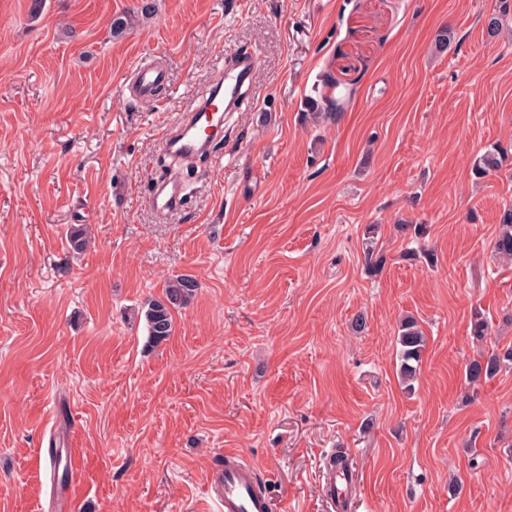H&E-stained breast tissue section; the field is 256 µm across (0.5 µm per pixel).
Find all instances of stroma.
Returning a JSON list of instances; mask_svg holds the SVG:
<instances>
[{
	"mask_svg": "<svg viewBox=\"0 0 512 512\" xmlns=\"http://www.w3.org/2000/svg\"><path fill=\"white\" fill-rule=\"evenodd\" d=\"M31 3L0 0V512H219L228 452L273 512H327L339 449L354 512H512V367L465 379L512 349V264L493 249L512 159L472 174L512 147L499 0ZM243 50L251 106L157 214L159 139ZM143 66L166 75L149 102L121 92ZM328 76L355 94L319 127L305 102ZM73 224L93 239L79 255ZM181 274L197 293L152 346L141 309ZM408 317L427 339L410 389ZM55 440L75 486L53 478ZM508 160V151L504 148L489 151L476 159L472 168L476 178H483L491 171H496ZM512 362V349L499 353L481 354L478 358L470 360L465 367V377L469 384L479 383L481 380L493 378L503 367Z\"/></svg>",
	"mask_w": 512,
	"mask_h": 512,
	"instance_id": "1",
	"label": "stroma"
}]
</instances>
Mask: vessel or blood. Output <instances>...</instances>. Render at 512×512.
I'll use <instances>...</instances> for the list:
<instances>
[{"instance_id": "vessel-or-blood-1", "label": "vessel or blood", "mask_w": 512, "mask_h": 512, "mask_svg": "<svg viewBox=\"0 0 512 512\" xmlns=\"http://www.w3.org/2000/svg\"><path fill=\"white\" fill-rule=\"evenodd\" d=\"M255 66L252 54L237 52L226 56L224 69L209 97L195 107L178 136L165 140V148L186 157L202 150L207 130L221 125L224 113L241 108ZM163 79L162 71L140 70L136 86L138 96L145 100L153 99ZM181 195L182 187L178 181L164 179L155 189L153 204L157 211L165 213L172 209ZM228 462V467L213 473L210 479L215 498L223 506L222 512H271L270 499L256 489L258 474L255 468L235 456L229 457ZM322 478V496L331 512H352L353 471L350 463L338 467L327 465Z\"/></svg>"}]
</instances>
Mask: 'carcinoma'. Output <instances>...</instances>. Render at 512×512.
<instances>
[{
  "instance_id": "carcinoma-1",
  "label": "carcinoma",
  "mask_w": 512,
  "mask_h": 512,
  "mask_svg": "<svg viewBox=\"0 0 512 512\" xmlns=\"http://www.w3.org/2000/svg\"><path fill=\"white\" fill-rule=\"evenodd\" d=\"M512 14V0H502L499 14L487 20V31L491 36H499L504 31L503 18ZM309 109L318 123L331 124L338 119L342 111V99L323 97L322 101H310ZM508 160V151L504 148L489 151L476 159L472 168L477 178H483L490 172L502 167ZM68 243L75 253L86 250L89 238L85 228L72 225L67 231ZM494 250L499 258L512 260V205L503 208L499 217V232L494 241ZM198 282L188 275L169 278L163 287L161 296L149 299L145 304L144 318L148 331V341L159 346L168 341L173 333V311L186 306L195 296ZM490 322L483 314L476 312L471 318V334L482 339L487 336ZM399 375L406 388H412L419 374V363L426 346V337L412 318L404 319L398 328ZM512 363V349L504 354H481L470 360L465 367L468 383L476 384L497 375L502 368Z\"/></svg>"
}]
</instances>
